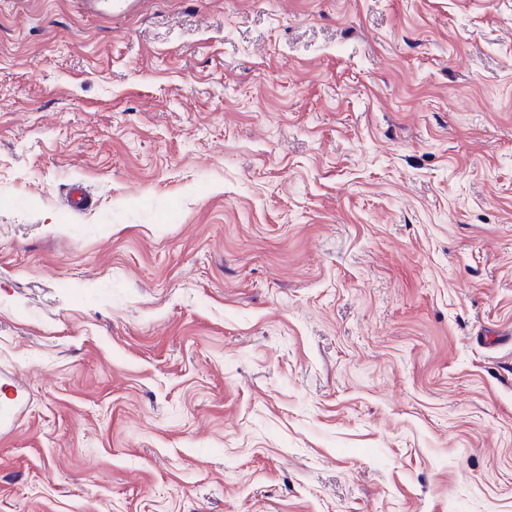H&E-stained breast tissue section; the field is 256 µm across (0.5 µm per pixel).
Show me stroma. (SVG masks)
I'll use <instances>...</instances> for the list:
<instances>
[{"mask_svg":"<svg viewBox=\"0 0 512 512\" xmlns=\"http://www.w3.org/2000/svg\"><path fill=\"white\" fill-rule=\"evenodd\" d=\"M3 371L0 512H512V0H0Z\"/></svg>","mask_w":512,"mask_h":512,"instance_id":"stroma-1","label":"stroma"}]
</instances>
